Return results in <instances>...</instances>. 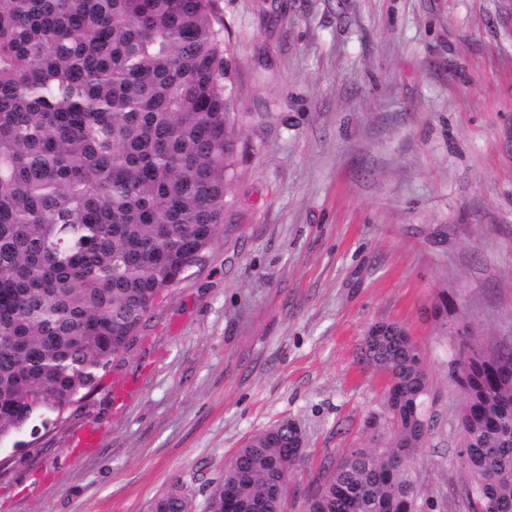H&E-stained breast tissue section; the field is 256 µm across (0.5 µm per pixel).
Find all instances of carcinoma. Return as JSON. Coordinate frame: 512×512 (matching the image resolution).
Returning a JSON list of instances; mask_svg holds the SVG:
<instances>
[{
	"label": "carcinoma",
	"mask_w": 512,
	"mask_h": 512,
	"mask_svg": "<svg viewBox=\"0 0 512 512\" xmlns=\"http://www.w3.org/2000/svg\"><path fill=\"white\" fill-rule=\"evenodd\" d=\"M233 63L215 0H0V432L46 425L137 339L156 296L224 237L237 176ZM383 374L382 448L328 468L306 512H417L430 381L404 327ZM458 456L472 512L512 507V351L467 336ZM293 421L247 439L206 512H283ZM177 485L147 512H192Z\"/></svg>",
	"instance_id": "cac0c4a2"
}]
</instances>
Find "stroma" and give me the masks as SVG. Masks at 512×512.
Segmentation results:
<instances>
[{
	"label": "stroma",
	"mask_w": 512,
	"mask_h": 512,
	"mask_svg": "<svg viewBox=\"0 0 512 512\" xmlns=\"http://www.w3.org/2000/svg\"><path fill=\"white\" fill-rule=\"evenodd\" d=\"M217 6L243 121L229 230L92 393L0 451V512H146L176 484L205 512L237 448L287 419L305 460L284 512H304L325 466L388 438L361 360L381 322L431 379L421 510L471 512L457 341L431 310L449 294L487 352L512 350V0Z\"/></svg>",
	"instance_id": "1"
}]
</instances>
